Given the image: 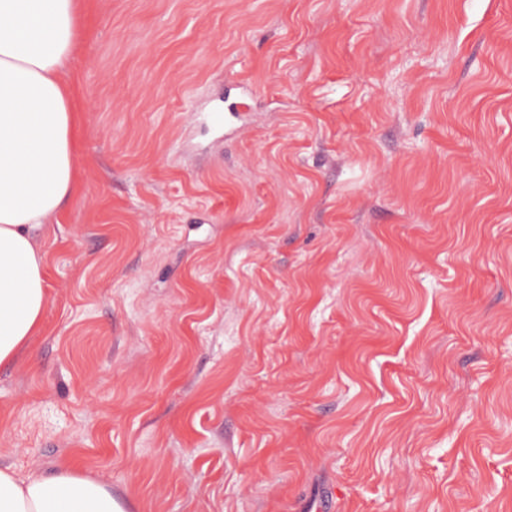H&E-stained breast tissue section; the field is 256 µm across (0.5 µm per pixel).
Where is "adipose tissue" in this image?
<instances>
[{
    "instance_id": "1",
    "label": "adipose tissue",
    "mask_w": 512,
    "mask_h": 512,
    "mask_svg": "<svg viewBox=\"0 0 512 512\" xmlns=\"http://www.w3.org/2000/svg\"><path fill=\"white\" fill-rule=\"evenodd\" d=\"M77 0H0V365L41 330L37 234L75 192ZM0 512H126L103 481L0 468Z\"/></svg>"
}]
</instances>
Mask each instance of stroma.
Returning a JSON list of instances; mask_svg holds the SVG:
<instances>
[{"label": "stroma", "instance_id": "35a3bbf8", "mask_svg": "<svg viewBox=\"0 0 512 512\" xmlns=\"http://www.w3.org/2000/svg\"><path fill=\"white\" fill-rule=\"evenodd\" d=\"M86 4L0 467L127 512H512V0Z\"/></svg>", "mask_w": 512, "mask_h": 512}]
</instances>
